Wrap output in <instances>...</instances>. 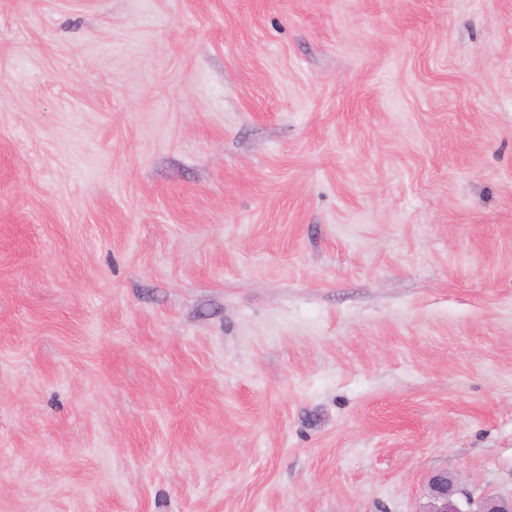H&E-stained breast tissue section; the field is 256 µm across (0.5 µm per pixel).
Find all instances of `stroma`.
Masks as SVG:
<instances>
[{
    "mask_svg": "<svg viewBox=\"0 0 512 512\" xmlns=\"http://www.w3.org/2000/svg\"><path fill=\"white\" fill-rule=\"evenodd\" d=\"M512 495V0H0V512Z\"/></svg>",
    "mask_w": 512,
    "mask_h": 512,
    "instance_id": "35a3bbf8",
    "label": "stroma"
}]
</instances>
